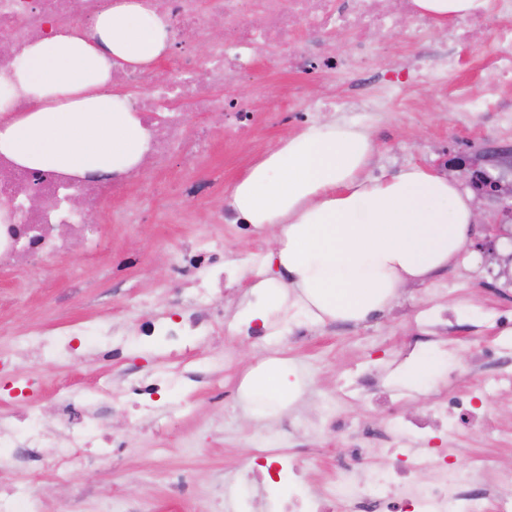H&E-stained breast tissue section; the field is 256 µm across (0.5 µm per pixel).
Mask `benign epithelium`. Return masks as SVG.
<instances>
[{"instance_id":"benign-epithelium-1","label":"benign epithelium","mask_w":512,"mask_h":512,"mask_svg":"<svg viewBox=\"0 0 512 512\" xmlns=\"http://www.w3.org/2000/svg\"><path fill=\"white\" fill-rule=\"evenodd\" d=\"M441 167L445 171L453 168L467 171L477 197L496 200L501 204L502 211L512 216V183L504 178V172L512 169V144H491L461 153L442 162ZM484 232V239L476 246L492 255L495 241L504 234L505 225L486 224Z\"/></svg>"}]
</instances>
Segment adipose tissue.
Here are the masks:
<instances>
[{
  "instance_id": "ef3b65f1",
  "label": "adipose tissue",
  "mask_w": 512,
  "mask_h": 512,
  "mask_svg": "<svg viewBox=\"0 0 512 512\" xmlns=\"http://www.w3.org/2000/svg\"><path fill=\"white\" fill-rule=\"evenodd\" d=\"M168 22L141 0H111L86 26L38 39L0 75V155L16 165L82 177L125 174L147 162L148 132L126 96L110 91L116 67L165 57ZM30 108L18 112L17 97ZM369 131L327 120L281 141L225 192L246 223L273 233L256 302L243 325L275 329L294 313L322 322H365L412 285L457 263L478 211L472 193L412 165L381 178L367 174ZM245 411L287 414L303 398L296 365L277 358L252 369L240 387Z\"/></svg>"
}]
</instances>
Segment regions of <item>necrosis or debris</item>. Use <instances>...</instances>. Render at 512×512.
Returning <instances> with one entry per match:
<instances>
[{"instance_id": "necrosis-or-debris-1", "label": "necrosis or debris", "mask_w": 512, "mask_h": 512, "mask_svg": "<svg viewBox=\"0 0 512 512\" xmlns=\"http://www.w3.org/2000/svg\"><path fill=\"white\" fill-rule=\"evenodd\" d=\"M111 0H0V36L7 37L15 55H22L33 42L47 36L60 25L79 27L93 19ZM145 5H161L170 26L186 31H201L208 18L224 24V38L211 42L205 69L192 63L190 50H181L166 74L155 67L136 66L114 69L112 88L125 91L136 116L149 133L148 158L156 168H164L170 156H180L184 165H194L207 130L188 137L182 132L185 114L178 104L187 101L197 111L216 117L233 116L241 131H249L258 110L256 95L236 93L235 87L255 58L275 65L283 60L300 59L309 72L321 75L324 84L320 99H312L299 86L290 87L280 109L303 114L314 111L318 103L336 101V82L344 75H354L363 91L364 101L380 111L396 101L393 93L377 94L375 76L362 75L364 60L377 53L366 35L381 32L398 20H405L407 32L415 42L429 38L432 22L417 9L414 0H397V11L387 10L386 0H210L201 9L200 0H143ZM262 7V27H254L248 15L254 5ZM496 25L499 42L512 44V0H490L487 13L469 17L465 26L449 27V47L440 62L426 61L412 65L418 86L436 88L448 84V72L456 60L454 45L468 41L486 28ZM323 33L344 32L350 37L347 49L326 52L314 44L306 53H298L293 34L299 27ZM492 74L480 91L459 84L447 96L435 101L436 109L446 112H512V53H500L491 64ZM449 85V84H448ZM129 176L100 175L87 180L50 170L25 169L0 156V266L22 259L33 261L67 252L72 243L83 242L88 253L104 251L107 245L105 225L133 223L136 202L127 198ZM82 187L84 203L74 206L70 197L75 187ZM172 279L192 277V287L205 297L209 289L224 285V253L199 251L195 244L182 246L169 264ZM219 310L213 303L176 311L163 322L149 320L140 325L138 335L163 337L173 346L186 343L193 336L210 335ZM112 323L104 316L79 324L64 325L48 331L23 332L17 345L31 365L21 376L25 388L43 381L41 366L47 358L67 352L73 337L94 341L99 353L118 360L122 346L109 343ZM205 373L194 372L172 377L165 375L134 377L124 392L108 394L113 411L119 413H154L153 396L159 387L188 388L203 382ZM486 425L485 415L476 414L472 400L465 395L442 398L425 415L390 423L394 435L388 461L374 472H366L360 449L348 451L335 479L307 487L299 451L286 447L279 435L269 444L253 449V466L241 471L224 486V512H512V469H501L485 476L481 469L466 473L448 457L447 452L421 447L426 431L451 427L456 413ZM56 428L45 431L52 439L62 431L69 450H55L50 468L58 480L86 466L96 464L98 449H113L122 456L124 446L115 445L110 433L100 424L99 414L89 413L79 394H71L55 408Z\"/></svg>"}]
</instances>
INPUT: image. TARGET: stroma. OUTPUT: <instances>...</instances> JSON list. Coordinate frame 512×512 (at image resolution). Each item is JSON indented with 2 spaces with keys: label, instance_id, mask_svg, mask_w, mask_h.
Segmentation results:
<instances>
[{
  "label": "stroma",
  "instance_id": "stroma-1",
  "mask_svg": "<svg viewBox=\"0 0 512 512\" xmlns=\"http://www.w3.org/2000/svg\"><path fill=\"white\" fill-rule=\"evenodd\" d=\"M505 50L491 30L480 42L458 46L461 63L449 74V82L480 88L492 58ZM387 78L398 84L399 94L413 104V111L398 106L387 112L320 107L300 122L269 112L245 141L236 138L231 121L188 113L186 135L201 127L211 131L200 166L186 171L176 157L161 173L143 166L132 187L139 221L117 225L108 252L93 261L77 247L26 267L0 269V356L14 357L19 331L45 330L99 312L112 321L113 343L124 346L122 359L111 360L96 354L81 337L69 353L47 365L41 392L48 409L44 426L55 427L50 407L74 391L106 408L110 401L97 388L107 381L117 391L132 375L195 369L211 375L210 382L186 401V408H179L181 396L173 393L169 396L177 405L173 412L140 422L120 414L106 416L105 427L127 447L121 460L79 470L60 482L46 470L48 456L34 448L19 459L0 457V481H36L39 512H112L116 502L140 512H204L228 477L247 464L258 432L280 425L276 419L248 417L236 403L216 410L211 393L216 388L233 393L252 368L268 359H291L308 379L291 421L300 427L299 442L317 452L316 459L306 464L314 482L344 462L345 437L332 429V422L365 424L371 436L364 446L374 459L379 449L391 445L392 419L424 414L449 390L474 392L479 376L493 375L502 364L512 362L511 355L500 354L480 371L471 368L485 349L512 339V282L500 277L498 264L473 245L467 246L464 262L410 289L399 303L361 325L302 318L277 334L250 336L232 323L236 309L254 299L250 287L266 270L270 237L268 231L246 224L213 223L212 213L223 204L225 188L280 140L327 117L368 129L375 145L368 172L374 176L391 175L410 164L432 169L448 152L512 143V112H439L432 107L433 90L413 86L410 74L392 71ZM291 84L305 86L310 97L321 94L319 84L300 66H284L272 74L259 61L248 68L238 89L248 94L258 86L274 98ZM190 178L210 182L211 195L183 200L184 182ZM178 199L184 202V219L175 224L169 203ZM187 240L202 251L223 248L224 265L233 275L224 284L223 313L213 335L196 337L187 353L171 355L160 346L136 341L134 332L143 321L193 297V290L173 282L168 271L170 256ZM431 309L448 314L433 333L448 346V373L453 380L443 384L429 378L412 389L399 376L409 360L436 348L425 340L421 326L422 316ZM365 372L378 376L389 394L386 401L378 403L354 393L358 377ZM477 407L494 417L492 428L459 421L452 428L428 432L424 447L451 449L464 470L478 462L490 470L512 468V392L483 393ZM174 469L191 472L194 500L181 499L170 489L164 474Z\"/></svg>",
  "mask_w": 512,
  "mask_h": 512
}]
</instances>
